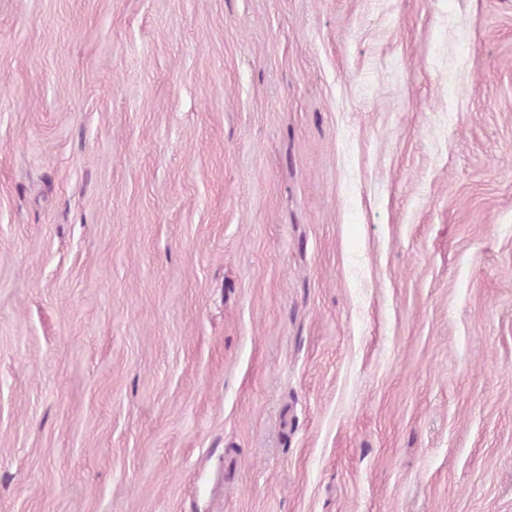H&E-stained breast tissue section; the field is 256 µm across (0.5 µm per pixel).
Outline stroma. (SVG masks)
Listing matches in <instances>:
<instances>
[{"label":"stroma","mask_w":512,"mask_h":512,"mask_svg":"<svg viewBox=\"0 0 512 512\" xmlns=\"http://www.w3.org/2000/svg\"><path fill=\"white\" fill-rule=\"evenodd\" d=\"M0 512H512V0H0Z\"/></svg>","instance_id":"35a3bbf8"}]
</instances>
